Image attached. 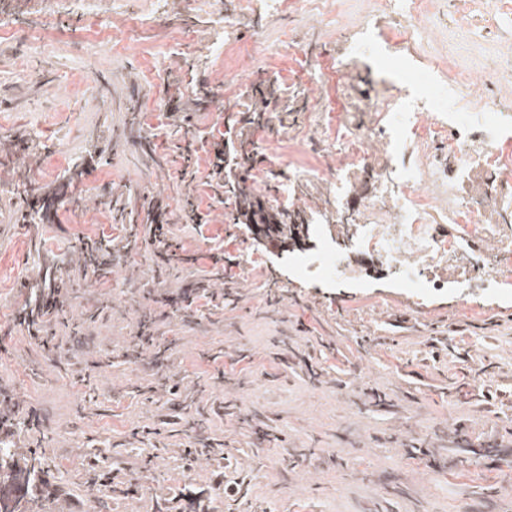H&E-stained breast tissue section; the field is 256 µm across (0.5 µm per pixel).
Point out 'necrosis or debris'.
I'll return each mask as SVG.
<instances>
[{
  "label": "necrosis or debris",
  "mask_w": 512,
  "mask_h": 512,
  "mask_svg": "<svg viewBox=\"0 0 512 512\" xmlns=\"http://www.w3.org/2000/svg\"><path fill=\"white\" fill-rule=\"evenodd\" d=\"M272 11L307 27L340 11L338 0H268ZM470 31L464 0L445 11L440 0H371L358 26L341 25L342 52L325 51L303 77L335 81L333 97L315 104L300 141L313 152L302 180L336 195L337 213L352 212L349 250L324 241L295 258L302 278L341 282L356 272L352 254L393 271L394 286L420 297L433 288L474 281L512 284V63L490 50L479 69L417 45L446 26ZM232 17L214 55L232 94L244 56H262L258 76L276 79L287 45L242 52ZM371 173L374 190L352 197V183Z\"/></svg>",
  "instance_id": "necrosis-or-debris-1"
}]
</instances>
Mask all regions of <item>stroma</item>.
Here are the masks:
<instances>
[{"label": "stroma", "mask_w": 512, "mask_h": 512, "mask_svg": "<svg viewBox=\"0 0 512 512\" xmlns=\"http://www.w3.org/2000/svg\"><path fill=\"white\" fill-rule=\"evenodd\" d=\"M112 50L93 38L96 20L61 27L34 0L0 13V413L47 415L15 434L19 456H43L51 512H512V289L459 288L415 301L362 258L358 281L329 285L294 277L289 263L337 226L324 186L295 179L303 148L294 123L326 87L301 82L284 61L275 127L225 124L254 102V65L244 62L224 98V66L211 44L234 0H110ZM141 22L128 27V5ZM284 21L266 0L238 15L234 32L278 43ZM175 115H168V106ZM195 115L198 172L181 181L180 115ZM291 148L274 161L289 209L310 224L301 243L260 244L252 225L232 226L206 187L211 146L247 139L255 155L270 135ZM66 184L51 224L31 223L33 203ZM179 212L192 195L206 224L171 229L191 262L160 272L149 254L123 258L146 236L140 190ZM111 241L105 279L80 273L83 239ZM232 259L213 264L212 254ZM82 285L68 306L83 321L90 300L110 308L84 323V340L53 324L45 355L14 325L49 263ZM197 288L189 317L164 316L166 295ZM278 301H269V287ZM157 319L164 370L132 332ZM264 427L280 444L259 443ZM220 457L188 464L201 439ZM428 457H412L413 446Z\"/></svg>", "instance_id": "1"}]
</instances>
